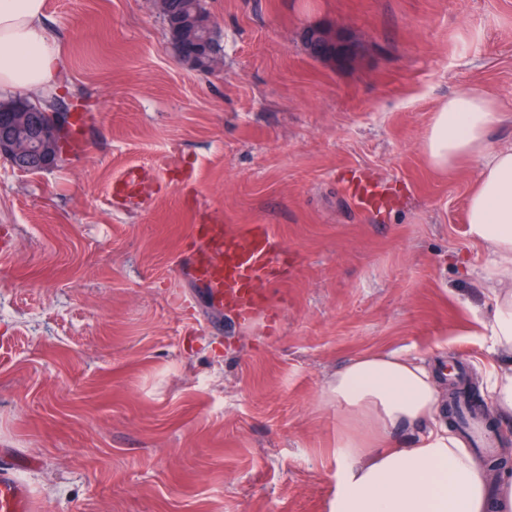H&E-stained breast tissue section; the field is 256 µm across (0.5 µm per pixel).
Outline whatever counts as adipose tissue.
Masks as SVG:
<instances>
[{
    "label": "adipose tissue",
    "mask_w": 512,
    "mask_h": 512,
    "mask_svg": "<svg viewBox=\"0 0 512 512\" xmlns=\"http://www.w3.org/2000/svg\"><path fill=\"white\" fill-rule=\"evenodd\" d=\"M45 7L46 0H0V94L55 89L61 49L43 23ZM507 118L486 92L467 88L439 106L422 142L434 169L478 164L467 234L489 253L483 280L492 315L481 336L495 354H512V145L491 147L488 136ZM326 396L350 422L336 439L328 512H512V474L490 485L483 461L438 423L436 383L406 351L353 359ZM413 425L424 431L403 445L397 433Z\"/></svg>",
    "instance_id": "adipose-tissue-1"
}]
</instances>
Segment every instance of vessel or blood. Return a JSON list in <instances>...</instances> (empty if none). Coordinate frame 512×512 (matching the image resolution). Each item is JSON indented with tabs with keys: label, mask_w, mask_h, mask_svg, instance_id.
I'll return each instance as SVG.
<instances>
[{
	"label": "vessel or blood",
	"mask_w": 512,
	"mask_h": 512,
	"mask_svg": "<svg viewBox=\"0 0 512 512\" xmlns=\"http://www.w3.org/2000/svg\"><path fill=\"white\" fill-rule=\"evenodd\" d=\"M344 188L356 205L375 212L391 195L378 178L349 171ZM205 247L196 253L191 276L206 289L216 304L232 309L239 319L248 320L266 302L262 282L278 278L281 248L269 236L241 232L217 224L204 232ZM0 512H35L33 495L19 468L0 460Z\"/></svg>",
	"instance_id": "vessel-or-blood-1"
}]
</instances>
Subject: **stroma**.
Segmentation results:
<instances>
[{
  "label": "stroma",
  "mask_w": 512,
  "mask_h": 512,
  "mask_svg": "<svg viewBox=\"0 0 512 512\" xmlns=\"http://www.w3.org/2000/svg\"><path fill=\"white\" fill-rule=\"evenodd\" d=\"M214 70L176 61L154 0H46L72 149L0 158V451L30 459L38 512H327L336 371L402 349L440 393L483 384L477 163L441 172L424 134L484 88L512 113V0H203ZM336 32L349 58L312 57ZM398 192L364 212L343 177ZM284 248L250 320L187 268L199 229ZM309 50L316 57L335 56L343 57L345 52L353 51L352 45L335 37L330 32L313 29L308 33Z\"/></svg>",
  "instance_id": "obj_1"
}]
</instances>
